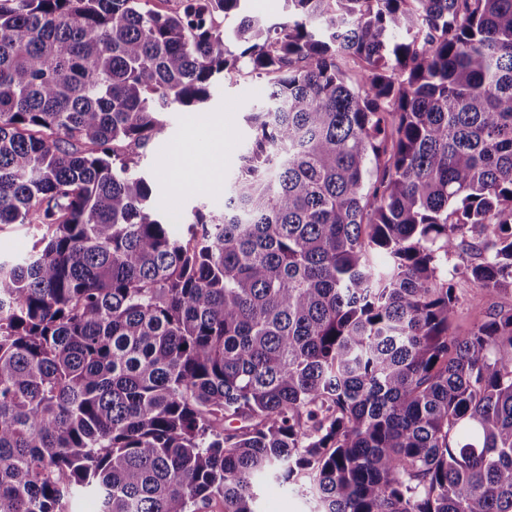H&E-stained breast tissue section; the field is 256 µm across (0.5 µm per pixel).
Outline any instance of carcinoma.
Instances as JSON below:
<instances>
[{"instance_id":"cac0c4a2","label":"carcinoma","mask_w":512,"mask_h":512,"mask_svg":"<svg viewBox=\"0 0 512 512\" xmlns=\"http://www.w3.org/2000/svg\"><path fill=\"white\" fill-rule=\"evenodd\" d=\"M246 2L0 0V512H512V0ZM243 72L178 234L137 158ZM251 6L255 12L270 23L288 21V13L284 9L283 0H251ZM41 234L36 224H9L0 226V255L19 257L28 253ZM461 293V301L458 307V314L454 324L456 334L466 335L487 311L499 305L510 303V296H488L480 302L472 300V295L477 293L476 288L470 282L461 280L458 284ZM314 503L274 480L264 481L258 490L257 507L261 512H311Z\"/></svg>"}]
</instances>
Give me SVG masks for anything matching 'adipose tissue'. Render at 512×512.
<instances>
[{
  "label": "adipose tissue",
  "instance_id": "ef3b65f1",
  "mask_svg": "<svg viewBox=\"0 0 512 512\" xmlns=\"http://www.w3.org/2000/svg\"><path fill=\"white\" fill-rule=\"evenodd\" d=\"M224 139L223 119L203 112L190 113L184 138L172 146L160 179L178 191L215 186L223 176Z\"/></svg>",
  "mask_w": 512,
  "mask_h": 512
}]
</instances>
